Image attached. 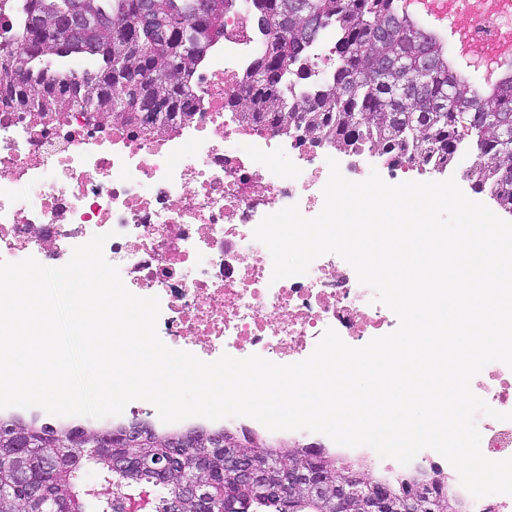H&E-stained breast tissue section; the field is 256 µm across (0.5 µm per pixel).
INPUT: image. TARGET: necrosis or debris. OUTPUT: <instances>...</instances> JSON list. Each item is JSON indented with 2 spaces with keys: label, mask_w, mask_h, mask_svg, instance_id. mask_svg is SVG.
Wrapping results in <instances>:
<instances>
[{
  "label": "necrosis or debris",
  "mask_w": 512,
  "mask_h": 512,
  "mask_svg": "<svg viewBox=\"0 0 512 512\" xmlns=\"http://www.w3.org/2000/svg\"><path fill=\"white\" fill-rule=\"evenodd\" d=\"M448 16L475 62L512 58V0H448ZM258 43L250 0H235L223 47L196 74L197 119L158 139L95 112H0V259L58 267L109 233L105 257L127 288L160 300L161 339L205 361L257 354L288 364L329 327L355 347L393 331L396 316L337 255L272 278L255 227L293 204L317 215L329 167L326 146L241 123L234 90ZM475 387L493 409L512 411L511 368L488 364ZM476 424L487 458L512 457V421L481 414Z\"/></svg>",
  "instance_id": "4bbe7bcc"
}]
</instances>
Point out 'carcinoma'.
<instances>
[{
  "mask_svg": "<svg viewBox=\"0 0 512 512\" xmlns=\"http://www.w3.org/2000/svg\"><path fill=\"white\" fill-rule=\"evenodd\" d=\"M16 22L15 44L0 48V111L102 112L115 125L130 126L147 139L158 131L196 119L199 88L195 74L203 57L224 36V11L232 0H153L155 23L169 26L164 42L152 27L140 23L136 0H8ZM291 0H252L261 38L259 61L244 70L239 89L250 100L245 123L265 124L282 136L298 135L311 143L329 144L339 153L368 149L392 158H406L424 172L445 174L448 163L466 158L467 182L498 209L512 215V73L483 88L455 66L447 45L417 20L403 13L396 0H307L320 20L311 37L306 26L289 25L291 36L276 31ZM94 18L78 36L58 29L36 30L33 21L44 16L62 25L76 5ZM116 27L118 37L105 40L99 25ZM388 40H377L379 32ZM330 39L336 69L316 75L304 66L312 51ZM53 42L51 50L37 46ZM138 61L162 68L153 81L141 85L127 73ZM382 63L375 81L357 79L367 66ZM419 78L422 94L405 86ZM484 104L487 111L476 110ZM83 426L47 424L35 427L21 421L0 422V512H55L67 500L74 512H115L112 500L85 486L81 468L110 475L117 449L124 447L119 428L99 434L112 439L84 444ZM169 433H156L134 451L152 460L167 456ZM288 447L283 440L267 441L250 454L257 461ZM325 481H336V460L322 452H305ZM23 472L27 482L13 475ZM397 504L417 482L403 475L381 476ZM133 482L157 488L154 512H192L175 509L177 480L164 484L156 469L145 466ZM239 512H280V504L241 488L237 478L224 474L213 487L212 507L221 512L224 500Z\"/></svg>",
  "mask_w": 512,
  "mask_h": 512,
  "instance_id": "cac0c4a2",
  "label": "carcinoma"
}]
</instances>
